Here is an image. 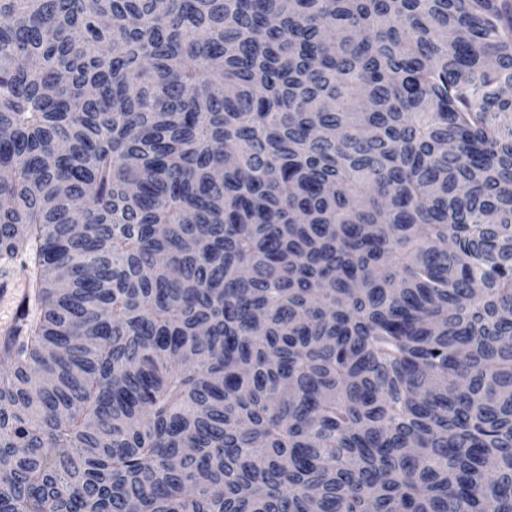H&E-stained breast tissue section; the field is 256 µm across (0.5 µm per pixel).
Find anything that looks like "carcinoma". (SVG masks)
<instances>
[{
    "mask_svg": "<svg viewBox=\"0 0 512 512\" xmlns=\"http://www.w3.org/2000/svg\"><path fill=\"white\" fill-rule=\"evenodd\" d=\"M17 271L0 512H512V0H0Z\"/></svg>",
    "mask_w": 512,
    "mask_h": 512,
    "instance_id": "1",
    "label": "carcinoma"
}]
</instances>
